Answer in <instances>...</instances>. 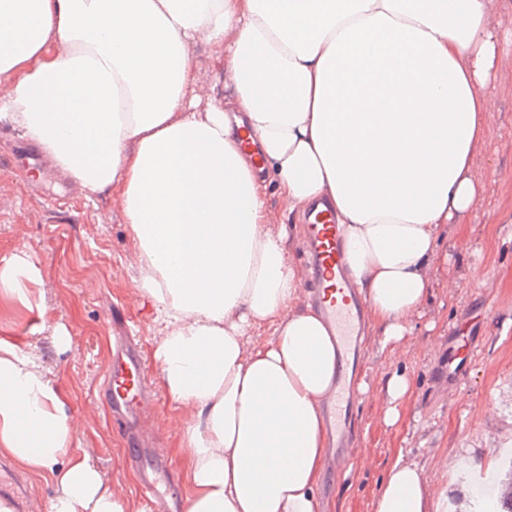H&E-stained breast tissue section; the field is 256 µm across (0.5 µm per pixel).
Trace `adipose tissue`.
Here are the masks:
<instances>
[{"label":"adipose tissue","mask_w":512,"mask_h":512,"mask_svg":"<svg viewBox=\"0 0 512 512\" xmlns=\"http://www.w3.org/2000/svg\"><path fill=\"white\" fill-rule=\"evenodd\" d=\"M227 46L240 117L186 106L190 43ZM512 31L488 0H0V119L89 192L123 186L186 428L187 512H321L322 400L338 369L264 201L243 134L302 207L332 202L346 273L384 345L432 284L436 233L477 202L472 148ZM271 341L245 349L258 321ZM0 450L58 486L52 512H128L73 450L61 389L0 337ZM372 512H448L396 455Z\"/></svg>","instance_id":"ef3b65f1"}]
</instances>
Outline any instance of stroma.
Wrapping results in <instances>:
<instances>
[{
  "mask_svg": "<svg viewBox=\"0 0 512 512\" xmlns=\"http://www.w3.org/2000/svg\"><path fill=\"white\" fill-rule=\"evenodd\" d=\"M188 53L198 111H207L212 98L231 97L224 46L199 40ZM495 86L487 133L473 147L479 198L458 223L438 230L432 293L409 318L404 352L382 346L381 329L369 327L353 461L345 471L325 473L320 495L326 512H371L395 450L433 475L444 456L512 445V51L497 62ZM33 178L41 195H26L15 180L0 176V260L24 252L37 268L34 279H21V294L0 290V336L33 354L64 392L77 453L89 458L130 512H147L125 464L123 436L95 402L112 359V306L128 309L143 338L147 371L152 380L160 378L154 353L161 332L138 288V244L127 224L123 187L117 182L103 192L81 191L61 212L54 202L71 196L73 181L55 167L34 171ZM258 179L265 228L287 231L288 253L298 275H305L297 216L271 173ZM462 334L471 335L473 348L464 377L455 382L448 376V343ZM396 371L408 373L414 389L402 423L390 428L382 420L384 382ZM191 419V409L160 392L154 424L168 438L175 464L169 490L179 499L188 494L184 433ZM365 455L370 463L364 467ZM13 486L26 490L32 512H49L55 494L49 479L0 452V487Z\"/></svg>",
  "mask_w": 512,
  "mask_h": 512,
  "instance_id": "obj_1",
  "label": "stroma"
}]
</instances>
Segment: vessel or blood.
Returning <instances> with one entry per match:
<instances>
[{"label": "vessel or blood", "instance_id": "b4317fda", "mask_svg": "<svg viewBox=\"0 0 512 512\" xmlns=\"http://www.w3.org/2000/svg\"><path fill=\"white\" fill-rule=\"evenodd\" d=\"M304 222L311 270L308 287L340 346L337 385L323 402L334 455L340 459L348 446L352 425L349 410L355 401L353 382L362 356L359 339L364 328V306L344 271L342 238L332 208L325 201L316 200L306 207ZM155 397L138 339L120 337L101 383L99 399L127 437V459L140 474L152 512H183L182 505L168 493L172 466L166 448H148L143 442V422Z\"/></svg>", "mask_w": 512, "mask_h": 512}]
</instances>
